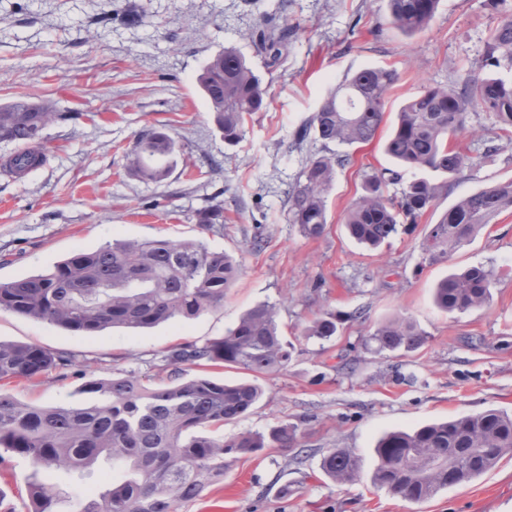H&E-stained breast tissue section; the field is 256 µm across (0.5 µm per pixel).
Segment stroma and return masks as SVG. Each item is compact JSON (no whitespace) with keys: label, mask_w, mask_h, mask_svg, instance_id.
<instances>
[{"label":"stroma","mask_w":512,"mask_h":512,"mask_svg":"<svg viewBox=\"0 0 512 512\" xmlns=\"http://www.w3.org/2000/svg\"><path fill=\"white\" fill-rule=\"evenodd\" d=\"M131 11L140 13L138 23L125 22ZM285 21L295 30L287 55L272 66L252 34L262 23ZM496 23L487 0H441L414 36L390 25L384 0H0V104L38 97L62 114L44 130L46 163L24 176L5 170L15 147L0 143V281L49 271L75 250L115 239L196 240L242 265L222 305L144 330L75 333L0 310V341L72 353L86 365L65 378L2 380L0 392L36 405L88 404L91 396L78 392L84 379L161 378L158 364L172 346L222 337L248 309L268 303L296 352L287 370L265 379L262 401L224 433L294 424L308 459L296 466L290 448L241 457L181 512H512V456L422 504L371 481L373 447L384 431L489 408L512 413V209L450 260L430 262L421 249L428 225L461 196L512 180V138L488 113H471L456 145L469 153L474 139H491L500 151L450 179L420 223L372 251L342 224L365 177L390 167L382 142L421 87L474 68L483 78L512 77L480 65ZM225 48L245 56L266 91L265 108L233 146L196 83L207 59ZM365 65L394 67L399 79L376 137L351 148L350 163L336 170L324 234L305 237L289 219L287 197L324 149L311 137L296 142L295 134L346 73ZM152 128L175 142L159 182L129 168L139 134ZM216 204L223 223L198 224L197 210ZM478 265L500 273L491 307L440 310L434 284ZM325 313L341 317L340 335L304 336ZM399 313L425 332V344L400 357L366 351L363 337ZM335 448L360 457L359 480L339 485L324 476L321 460ZM105 473L118 475L108 464L82 475L37 472L26 458L7 456L0 512H26L35 480L54 484L60 512H74Z\"/></svg>","instance_id":"1"}]
</instances>
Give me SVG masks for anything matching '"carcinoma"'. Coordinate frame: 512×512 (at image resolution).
Returning <instances> with one entry per match:
<instances>
[{
	"instance_id": "1",
	"label": "carcinoma",
	"mask_w": 512,
	"mask_h": 512,
	"mask_svg": "<svg viewBox=\"0 0 512 512\" xmlns=\"http://www.w3.org/2000/svg\"><path fill=\"white\" fill-rule=\"evenodd\" d=\"M390 23L406 35L426 29L440 0H385ZM288 25L258 34V49L276 62L288 45ZM483 67L512 69V14L498 21L485 43ZM398 79L394 69L365 66L346 75L313 114L303 138L313 131L326 153L307 162L288 198L292 223L308 238L323 235L328 224L326 194L336 167L351 161L331 146L353 147L372 141L384 120L388 94ZM196 82L228 143L238 142L247 117L263 109L259 77L243 56L226 48L212 55ZM489 113L507 132L512 129V80L481 78L473 73L450 84L425 86L396 113L383 144L395 168L366 177L364 193L344 218L348 235L377 248L402 224H417L448 191V182L403 172L431 170L453 177L473 157L451 144L468 130L470 113ZM58 113L31 97L0 104V142L17 150L8 171L24 175L46 163L39 150L43 131ZM175 150L171 136L142 132L131 165L145 180L160 182L168 174ZM403 183L397 193L390 186ZM512 208V181L496 183L461 197L421 243L432 262L447 260L503 211ZM205 227L224 223V207L196 214ZM240 275V264L224 251L200 241L157 238L115 240L95 250H78L45 274L0 282V309L48 321L75 332L109 328L152 327L175 318H191L224 301V291ZM498 275L484 266L452 272L434 288L436 306L448 313L487 308ZM341 319L332 313L314 318L305 335L329 339ZM366 343L394 357L414 352L425 333L405 315L376 327ZM295 347L281 336L277 310L267 304L248 310L237 325L202 345L186 344L165 356L162 371L169 382L154 386L129 374L86 382L79 392L95 396L90 405H34L0 393L1 452L29 459L38 471H90L101 459L123 471L83 499L78 512H179L199 497L207 483L224 475L230 463L264 448L297 445V427L283 424L268 432L224 437L209 432L248 413L264 396L259 380L288 367ZM75 355L33 344L0 341V379L33 380L53 371L66 376ZM205 366L246 371L248 380L226 383L205 373ZM512 455V414L487 409L413 430L383 433L374 447L372 483L410 502L422 503L450 487L471 482ZM455 477L448 479V464ZM338 485L356 480L361 459L346 448L330 451L321 462ZM28 512H57L58 493L41 482L28 486Z\"/></svg>"
}]
</instances>
